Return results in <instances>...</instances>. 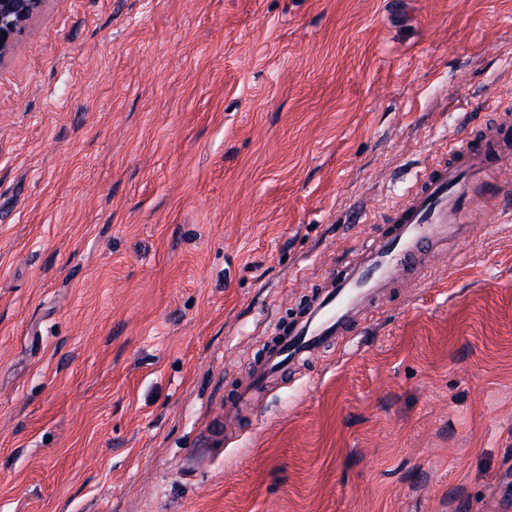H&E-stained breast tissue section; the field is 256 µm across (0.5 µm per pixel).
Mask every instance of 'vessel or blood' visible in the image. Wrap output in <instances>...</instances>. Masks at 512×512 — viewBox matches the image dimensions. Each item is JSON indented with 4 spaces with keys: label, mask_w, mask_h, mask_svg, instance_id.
Here are the masks:
<instances>
[{
    "label": "vessel or blood",
    "mask_w": 512,
    "mask_h": 512,
    "mask_svg": "<svg viewBox=\"0 0 512 512\" xmlns=\"http://www.w3.org/2000/svg\"><path fill=\"white\" fill-rule=\"evenodd\" d=\"M463 127L461 137L442 144L388 206L384 230L333 270L299 317L277 326L265 362L225 402L226 428L246 429L260 392L275 376L326 343L357 334L390 289L424 282L441 247L473 242L512 220V108L495 105L489 124L469 116Z\"/></svg>",
    "instance_id": "vessel-or-blood-1"
}]
</instances>
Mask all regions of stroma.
Listing matches in <instances>:
<instances>
[{
  "mask_svg": "<svg viewBox=\"0 0 512 512\" xmlns=\"http://www.w3.org/2000/svg\"><path fill=\"white\" fill-rule=\"evenodd\" d=\"M512 0H45L0 64V512H512V222L224 401L459 117Z\"/></svg>",
  "mask_w": 512,
  "mask_h": 512,
  "instance_id": "stroma-1",
  "label": "stroma"
}]
</instances>
